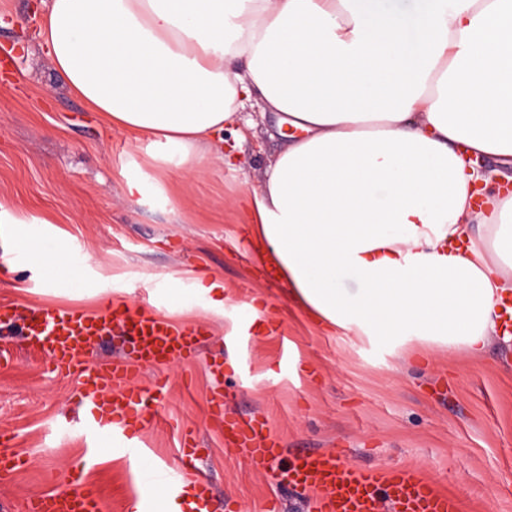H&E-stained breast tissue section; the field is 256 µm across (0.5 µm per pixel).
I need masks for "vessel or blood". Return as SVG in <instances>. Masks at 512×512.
Returning <instances> with one entry per match:
<instances>
[{
    "instance_id": "b4317fda",
    "label": "vessel or blood",
    "mask_w": 512,
    "mask_h": 512,
    "mask_svg": "<svg viewBox=\"0 0 512 512\" xmlns=\"http://www.w3.org/2000/svg\"><path fill=\"white\" fill-rule=\"evenodd\" d=\"M15 238L14 225L0 224V246H9L8 251L0 249L1 273L30 262L28 253L15 247ZM115 329L133 336L136 364L103 367L90 359L99 338ZM22 333L30 349L39 353L51 370L80 378L79 401L88 408L85 428L129 457L141 456L135 439L142 429L158 423L160 416L153 403L167 390L163 378L156 379L152 388L140 387L142 369H161L173 361L191 362L206 338L203 328L177 327L147 304L95 317L77 308H59L46 317L32 312L25 318ZM208 417L223 425L225 446L236 448L253 469H266L283 451L263 416L225 417L223 393L209 398ZM197 459L196 446L186 442L177 468L144 472V489L138 495L141 512L154 509L149 487L181 486ZM26 463L8 439L0 440V481ZM284 475L288 486L315 493L314 512H459L455 496L431 487L414 468L368 469L335 452L309 450L292 454ZM26 512H105V505L76 483L70 490L30 499Z\"/></svg>"
}]
</instances>
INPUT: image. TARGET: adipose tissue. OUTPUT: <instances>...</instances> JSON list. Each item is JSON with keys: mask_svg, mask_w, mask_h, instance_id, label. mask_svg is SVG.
Instances as JSON below:
<instances>
[{"mask_svg": "<svg viewBox=\"0 0 512 512\" xmlns=\"http://www.w3.org/2000/svg\"><path fill=\"white\" fill-rule=\"evenodd\" d=\"M39 38L161 163L223 158L255 97L300 130L245 215L326 328L471 359L512 340V0H421L410 30L375 0H47Z\"/></svg>", "mask_w": 512, "mask_h": 512, "instance_id": "obj_1", "label": "adipose tissue"}]
</instances>
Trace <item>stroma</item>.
Returning a JSON list of instances; mask_svg holds the SVG:
<instances>
[{
	"label": "stroma",
	"instance_id": "stroma-1",
	"mask_svg": "<svg viewBox=\"0 0 512 512\" xmlns=\"http://www.w3.org/2000/svg\"><path fill=\"white\" fill-rule=\"evenodd\" d=\"M39 2L0 0V203L46 216L20 225V238L48 251L66 243L78 271L14 267L0 280V305L97 314L147 300L167 320L206 330L196 361L141 375L145 388L165 377L168 391L163 424L143 434L139 467L176 465L189 431L213 512H266L272 499L281 512H312V494L283 485L281 472L288 453L324 449L384 470L418 468L457 496L462 512H512V347L495 339L472 360L338 334L293 301L283 279L267 277L241 226L244 194L260 188L283 145L272 134L275 116L260 108L246 112L254 124L247 140L240 125L225 128L231 162H205L189 174L169 167L163 178L175 204L150 191L128 196L123 173L150 168L157 147L107 127L68 91L39 46ZM198 278L223 283V316L207 309ZM173 288L181 291L175 306ZM255 299L265 324L249 320ZM0 349L14 356L0 365V434L28 457L0 484V507L24 512L30 498L64 488L73 474L108 512H132L138 467L86 432L73 401L78 377L47 372L21 336L0 335ZM218 389L226 415L263 414L286 456L257 473L225 447L206 419Z\"/></svg>",
	"mask_w": 512,
	"mask_h": 512
}]
</instances>
